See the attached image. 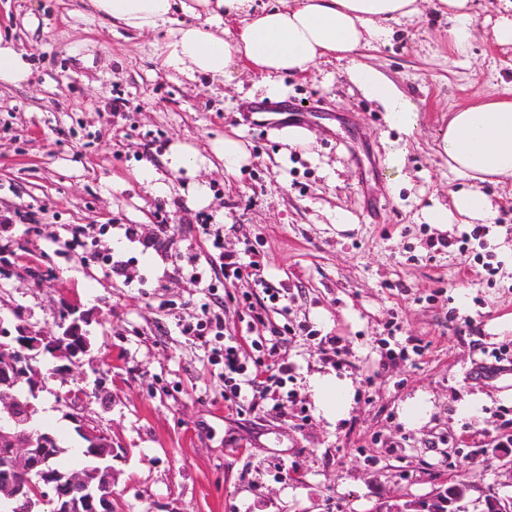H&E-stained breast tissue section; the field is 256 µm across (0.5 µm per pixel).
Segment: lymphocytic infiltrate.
Wrapping results in <instances>:
<instances>
[{"label":"lymphocytic infiltrate","mask_w":512,"mask_h":512,"mask_svg":"<svg viewBox=\"0 0 512 512\" xmlns=\"http://www.w3.org/2000/svg\"><path fill=\"white\" fill-rule=\"evenodd\" d=\"M201 288L205 296L200 305L202 315L196 322L182 324L180 331L208 348L210 361L223 365L220 379L224 383L225 410L242 412L253 394L271 410H285L289 395L284 387L292 377L293 367L281 357L280 347L291 334V327H274L269 335L254 339L226 333L223 316L211 311L209 304L218 290L217 285L205 281ZM249 348L255 350L256 356L247 365L241 358Z\"/></svg>","instance_id":"lymphocytic-infiltrate-1"}]
</instances>
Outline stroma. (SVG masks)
Returning a JSON list of instances; mask_svg holds the SVG:
<instances>
[{"label": "stroma", "instance_id": "1", "mask_svg": "<svg viewBox=\"0 0 512 512\" xmlns=\"http://www.w3.org/2000/svg\"><path fill=\"white\" fill-rule=\"evenodd\" d=\"M414 21L394 25L388 43L354 60L392 81L415 106L418 127L391 129L351 83L350 61L331 59L288 75V103L313 141L285 151L279 125L256 127L244 90L253 73L224 83L189 81L159 57L167 28L136 32L95 15L85 0H0V39L25 53L29 80L0 88V319L23 316L54 330L63 310L84 314L90 348L77 378H49L38 392L34 429L54 433L72 464L86 442L70 417L75 386L91 398L83 414L112 436L116 512H375L440 485L468 484V512L486 491L512 498V350L490 323L512 314V181L483 183L495 207L482 243L455 245L465 226L425 223L432 202L450 205L470 182L452 173L438 140L454 108L512 97V45L492 28L504 0H469L474 32L465 50L438 0H422ZM250 158L229 175L212 150L224 136ZM201 156L191 172L168 166L173 145ZM405 152V181L393 186L390 148ZM151 167L168 190L155 195L140 172ZM206 186L198 204L195 185ZM346 212L349 223L336 221ZM212 216L228 252L257 250L254 276L223 280L224 318L243 334L235 303L254 277L288 290L287 305L256 296L268 325L310 326L283 343L293 365L286 414L264 407L229 413L220 366L177 324L201 314L202 296L175 251L197 253L206 278ZM172 224V251L129 242ZM445 238L450 248L427 243ZM134 259L142 281L105 275L95 257ZM342 337L346 360L324 357L319 341ZM406 357H398L400 349ZM336 373L353 385L351 409L332 423L318 414L312 375ZM429 420L406 426L402 402L417 392ZM480 393L478 416L461 417L463 396Z\"/></svg>", "mask_w": 512, "mask_h": 512}]
</instances>
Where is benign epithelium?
Returning <instances> with one entry per match:
<instances>
[{
	"label": "benign epithelium",
	"instance_id": "1",
	"mask_svg": "<svg viewBox=\"0 0 512 512\" xmlns=\"http://www.w3.org/2000/svg\"><path fill=\"white\" fill-rule=\"evenodd\" d=\"M83 314L70 306L57 322L54 333L34 332L23 323L11 326L0 321V414L7 421L0 423V469L8 479L0 482V494L10 512H41L49 505L58 508L76 507V512H113L112 437L76 414L78 432L95 449L94 466L83 470L59 473L53 467L56 439L47 433L32 431L26 425L38 414L33 401V386L42 383V358L49 354L65 358L69 364L57 366L51 377L67 376L80 364L87 352L88 337L82 329ZM31 386L30 397L22 400L16 394L21 383ZM464 496L456 490L443 495L437 488L430 495L383 504L378 512H465ZM482 512H506L512 504L502 501L495 492H487Z\"/></svg>",
	"mask_w": 512,
	"mask_h": 512
}]
</instances>
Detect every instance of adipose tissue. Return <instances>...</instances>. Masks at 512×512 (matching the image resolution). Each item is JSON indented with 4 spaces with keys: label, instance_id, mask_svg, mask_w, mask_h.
I'll return each mask as SVG.
<instances>
[{
    "label": "adipose tissue",
    "instance_id": "obj_1",
    "mask_svg": "<svg viewBox=\"0 0 512 512\" xmlns=\"http://www.w3.org/2000/svg\"><path fill=\"white\" fill-rule=\"evenodd\" d=\"M99 15L126 28L144 32L171 25L162 65L189 80L205 76L223 81L240 63L259 76L265 99L280 102L288 74L312 71L324 58L354 55L360 48L387 42L392 24L417 14V0H277L252 12L251 0H88ZM189 15L176 23L175 12ZM228 13L241 15V25L224 35ZM351 81L384 109L388 124L412 132L417 114L397 87L375 68L353 64ZM439 149L459 176L475 180L468 191L454 195L452 207L425 208L426 223L446 225L453 217L490 223L494 212L479 184L512 178V98L480 101L450 113L440 133ZM309 384L324 418L339 422L350 410L352 383L331 374H316Z\"/></svg>",
    "mask_w": 512,
    "mask_h": 512
}]
</instances>
